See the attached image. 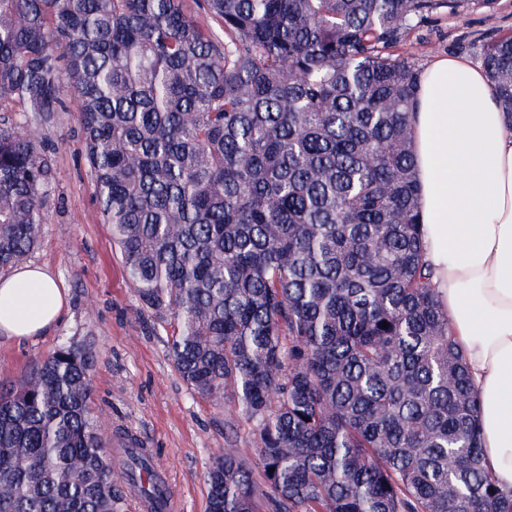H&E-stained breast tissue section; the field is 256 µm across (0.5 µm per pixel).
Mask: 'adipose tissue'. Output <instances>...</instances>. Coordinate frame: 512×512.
Wrapping results in <instances>:
<instances>
[{
  "label": "adipose tissue",
  "mask_w": 512,
  "mask_h": 512,
  "mask_svg": "<svg viewBox=\"0 0 512 512\" xmlns=\"http://www.w3.org/2000/svg\"><path fill=\"white\" fill-rule=\"evenodd\" d=\"M412 147L432 285L480 399L485 466L512 488V127L485 71L460 58L420 74ZM67 295L51 270L0 276V335L32 340L56 328Z\"/></svg>",
  "instance_id": "1"
}]
</instances>
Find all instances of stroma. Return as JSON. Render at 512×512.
<instances>
[{"label":"stroma","mask_w":512,"mask_h":512,"mask_svg":"<svg viewBox=\"0 0 512 512\" xmlns=\"http://www.w3.org/2000/svg\"><path fill=\"white\" fill-rule=\"evenodd\" d=\"M505 34H512V0H498L491 11L473 6L459 16L440 9L409 30L397 51L421 69L448 55L477 64L484 44ZM67 106L51 125L29 128L52 159L39 245L30 260L52 270L68 306L46 336L0 339V384L20 382L66 339L89 344L93 408L105 433L123 428L135 435L152 451L179 512H206L205 476L215 454L231 444L253 456L252 425L231 405L202 399L179 376L167 347L173 327L143 307L125 276L99 212L77 103L71 99Z\"/></svg>","instance_id":"35a3bbf8"}]
</instances>
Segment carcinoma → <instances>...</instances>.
Instances as JSON below:
<instances>
[{
    "instance_id": "1",
    "label": "carcinoma",
    "mask_w": 512,
    "mask_h": 512,
    "mask_svg": "<svg viewBox=\"0 0 512 512\" xmlns=\"http://www.w3.org/2000/svg\"><path fill=\"white\" fill-rule=\"evenodd\" d=\"M497 0H0V272L38 246L49 124L77 102L105 223L183 381L253 424L207 512H512L426 272L415 20ZM204 11L219 30L199 24ZM512 126V36L482 48ZM388 327H382V322ZM91 347L0 385V512L162 499L92 409Z\"/></svg>"
}]
</instances>
